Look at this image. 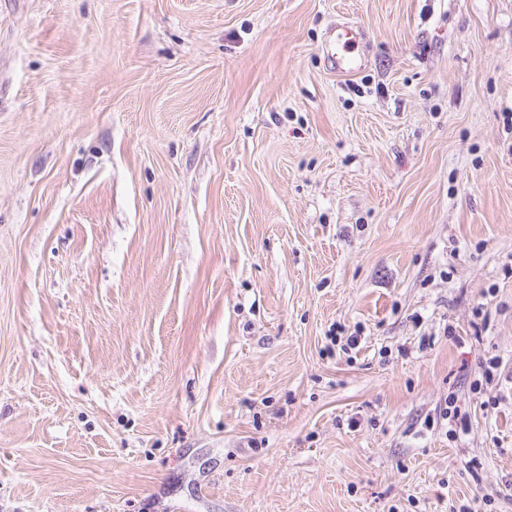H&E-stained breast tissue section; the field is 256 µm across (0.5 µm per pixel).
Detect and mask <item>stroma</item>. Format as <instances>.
<instances>
[{"instance_id": "1", "label": "stroma", "mask_w": 512, "mask_h": 512, "mask_svg": "<svg viewBox=\"0 0 512 512\" xmlns=\"http://www.w3.org/2000/svg\"><path fill=\"white\" fill-rule=\"evenodd\" d=\"M511 260L512 0H0V512H512ZM358 27L347 23L331 27L325 46V57L329 69L342 74H355L362 71L367 60L356 48Z\"/></svg>"}]
</instances>
